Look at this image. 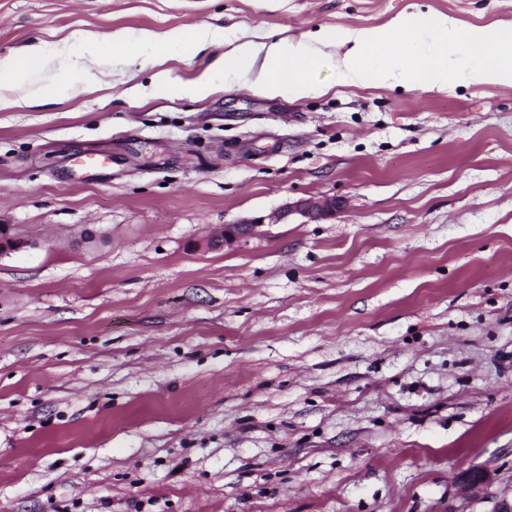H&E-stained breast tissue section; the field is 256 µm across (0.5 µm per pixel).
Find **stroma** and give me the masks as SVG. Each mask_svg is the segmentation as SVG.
<instances>
[{
    "mask_svg": "<svg viewBox=\"0 0 512 512\" xmlns=\"http://www.w3.org/2000/svg\"><path fill=\"white\" fill-rule=\"evenodd\" d=\"M512 0H0L47 103L0 109V512H496L512 502V86L256 92L184 42L307 44ZM168 72L175 88L133 94ZM95 155L101 164L84 165ZM310 195L329 220L224 225ZM100 239L87 244L83 228ZM482 470L487 479L463 484ZM184 39H188L197 52L222 44L221 36L206 28H195L189 36L183 31L175 32L164 39H159L151 32H143L138 37L136 43L139 45L157 46L162 42H180ZM106 42L108 46L114 49H122L128 46L131 42L128 36L120 31L112 32L104 37H88L84 40V47L82 53L77 57L78 61L75 62V65L79 66L81 70H83L86 75L95 79L96 75L91 72V66L95 63V58L99 51L102 50V44ZM80 60V61H79Z\"/></svg>",
    "mask_w": 512,
    "mask_h": 512,
    "instance_id": "1",
    "label": "stroma"
}]
</instances>
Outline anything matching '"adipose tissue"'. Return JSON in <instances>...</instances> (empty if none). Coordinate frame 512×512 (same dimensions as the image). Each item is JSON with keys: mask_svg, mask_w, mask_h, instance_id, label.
<instances>
[{"mask_svg": "<svg viewBox=\"0 0 512 512\" xmlns=\"http://www.w3.org/2000/svg\"><path fill=\"white\" fill-rule=\"evenodd\" d=\"M317 39L335 48L344 77L354 84L395 81L424 90L451 84L512 86L511 22L473 27L418 11L395 18L382 32L336 29ZM313 61L309 49L282 40L264 52L244 42L217 55L212 68L237 72L259 67L254 82L259 92L299 98L312 90L307 72Z\"/></svg>", "mask_w": 512, "mask_h": 512, "instance_id": "ef3b65f1", "label": "adipose tissue"}]
</instances>
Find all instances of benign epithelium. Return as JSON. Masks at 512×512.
I'll return each instance as SVG.
<instances>
[{
    "label": "benign epithelium",
    "mask_w": 512,
    "mask_h": 512,
    "mask_svg": "<svg viewBox=\"0 0 512 512\" xmlns=\"http://www.w3.org/2000/svg\"><path fill=\"white\" fill-rule=\"evenodd\" d=\"M341 201L330 196H310L289 202L268 215L245 218L235 224H226L220 234L210 238L209 245L217 247L230 244L251 235L264 224H286L298 220L302 224L326 220L340 209Z\"/></svg>",
    "instance_id": "benign-epithelium-1"
}]
</instances>
